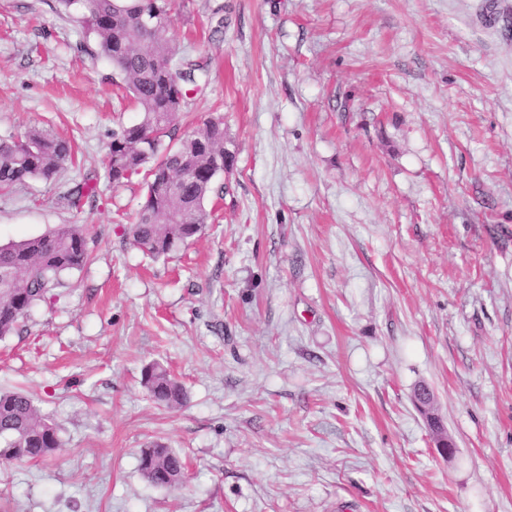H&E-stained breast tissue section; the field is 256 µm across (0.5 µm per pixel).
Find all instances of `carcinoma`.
<instances>
[{"instance_id":"cac0c4a2","label":"carcinoma","mask_w":512,"mask_h":512,"mask_svg":"<svg viewBox=\"0 0 512 512\" xmlns=\"http://www.w3.org/2000/svg\"><path fill=\"white\" fill-rule=\"evenodd\" d=\"M76 10V21L92 53L106 58L140 112L138 123L122 128L107 153L108 176L121 182L146 175V201L128 228L135 246L158 258L201 232L206 202L222 191L216 177L230 166L224 152V123L211 118L174 146L162 137L199 91L195 71L179 57L170 33L171 0H57ZM155 17L148 28L143 20ZM70 157L69 144L47 128H31L23 138H0V189L35 178L50 179ZM96 187L85 181L68 194L78 209ZM89 259L84 229L62 224L52 231L0 245V339L10 335L37 303L48 299L65 273ZM141 384L153 401L169 409L186 400L183 385L158 363L142 372ZM61 448L56 426L41 417L31 398L0 392V461L21 463L54 455ZM139 468L157 487L186 479L178 452L161 442L142 449Z\"/></svg>"}]
</instances>
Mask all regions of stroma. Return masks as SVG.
Segmentation results:
<instances>
[{
	"label": "stroma",
	"mask_w": 512,
	"mask_h": 512,
	"mask_svg": "<svg viewBox=\"0 0 512 512\" xmlns=\"http://www.w3.org/2000/svg\"><path fill=\"white\" fill-rule=\"evenodd\" d=\"M171 21L205 87L170 136L221 118L233 165L153 259L126 232L143 177L107 173L138 119L111 64L56 0H0V136L75 151L0 191V244L81 224L91 255L0 339V390L62 441L0 464V512H512V0H174ZM154 362L183 407L148 397ZM156 440L185 483L142 476Z\"/></svg>",
	"instance_id": "35a3bbf8"
}]
</instances>
